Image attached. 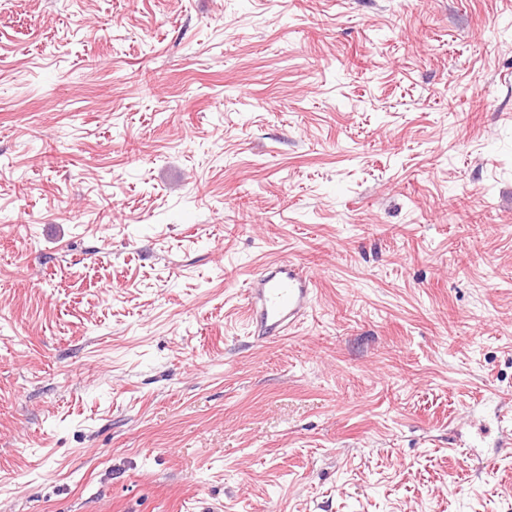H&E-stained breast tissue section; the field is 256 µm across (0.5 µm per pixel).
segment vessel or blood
<instances>
[{"label": "vessel or blood", "mask_w": 512, "mask_h": 512, "mask_svg": "<svg viewBox=\"0 0 512 512\" xmlns=\"http://www.w3.org/2000/svg\"><path fill=\"white\" fill-rule=\"evenodd\" d=\"M312 273L293 261L261 272L246 290L247 321L260 339L286 334L299 324L315 299Z\"/></svg>", "instance_id": "b4317fda"}]
</instances>
